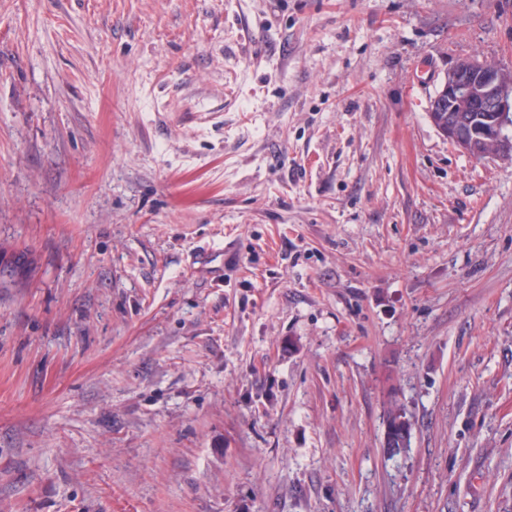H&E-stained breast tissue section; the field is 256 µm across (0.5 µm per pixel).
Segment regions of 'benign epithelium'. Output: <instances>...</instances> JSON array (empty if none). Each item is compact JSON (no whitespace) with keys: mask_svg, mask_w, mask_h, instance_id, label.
Segmentation results:
<instances>
[{"mask_svg":"<svg viewBox=\"0 0 512 512\" xmlns=\"http://www.w3.org/2000/svg\"><path fill=\"white\" fill-rule=\"evenodd\" d=\"M428 112L446 113L439 130L461 152L473 158L511 156L512 140L500 130L512 126V68L476 57L456 61L430 99ZM461 112L493 113L492 128L461 120Z\"/></svg>","mask_w":512,"mask_h":512,"instance_id":"7a95c632","label":"benign epithelium"}]
</instances>
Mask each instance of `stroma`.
Segmentation results:
<instances>
[{"label":"stroma","instance_id":"obj_1","mask_svg":"<svg viewBox=\"0 0 512 512\" xmlns=\"http://www.w3.org/2000/svg\"><path fill=\"white\" fill-rule=\"evenodd\" d=\"M473 56L512 0H0V512H512ZM428 112H448L439 130L461 152L473 158L511 156L512 140L500 133L512 126V68L476 57L459 59L448 68ZM458 112H492V128L479 129Z\"/></svg>","mask_w":512,"mask_h":512}]
</instances>
